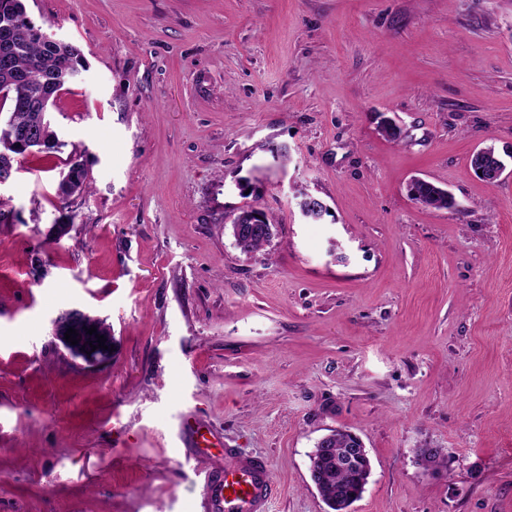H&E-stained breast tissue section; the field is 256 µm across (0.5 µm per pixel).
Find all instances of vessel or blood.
Segmentation results:
<instances>
[{
    "label": "vessel or blood",
    "mask_w": 512,
    "mask_h": 512,
    "mask_svg": "<svg viewBox=\"0 0 512 512\" xmlns=\"http://www.w3.org/2000/svg\"><path fill=\"white\" fill-rule=\"evenodd\" d=\"M182 435L186 447L200 457L209 456L221 442L191 416L182 423ZM206 484L207 512H270L274 483L261 457L225 449L223 467L208 472Z\"/></svg>",
    "instance_id": "obj_1"
}]
</instances>
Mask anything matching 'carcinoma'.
I'll return each mask as SVG.
<instances>
[{"label":"carcinoma","instance_id":"1","mask_svg":"<svg viewBox=\"0 0 512 512\" xmlns=\"http://www.w3.org/2000/svg\"><path fill=\"white\" fill-rule=\"evenodd\" d=\"M36 26L20 24V45L12 57L11 67L5 71L0 68V93L3 98L10 100L17 95L14 78L21 76L28 89L41 91L49 98V103L55 100V80L66 71H80L86 68L81 51L72 43L50 45L42 41L34 33ZM48 106H29L24 102L9 105V118L5 126H0V147L11 142L17 130L25 129L33 132L41 140V148L31 152L27 148H17L12 151L15 156L30 154H50L58 150L57 134L52 129L43 113ZM88 171L78 160H70L68 171L59 183L61 199L66 201L74 196L89 192ZM409 194L421 203L436 209H448L454 206V201L441 187L425 179H414L409 185ZM271 235L266 231L252 233L237 240V247L246 254H254L263 250L270 241ZM355 438L351 432L336 428L329 447L333 448L331 458H321L319 469L322 475L314 483L331 512H340L346 506L359 500L365 490L368 469L371 461L363 459L358 467L349 470L336 468V458L342 456L346 449L354 447Z\"/></svg>","mask_w":512,"mask_h":512}]
</instances>
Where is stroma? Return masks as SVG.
Here are the masks:
<instances>
[{"instance_id":"obj_1","label":"stroma","mask_w":512,"mask_h":512,"mask_svg":"<svg viewBox=\"0 0 512 512\" xmlns=\"http://www.w3.org/2000/svg\"><path fill=\"white\" fill-rule=\"evenodd\" d=\"M25 4L87 69L61 150L0 183V512H205L224 457L184 448L188 413L267 460L270 512H326L308 455L340 427L372 463L352 512H512V0ZM73 156L91 192L65 204ZM246 206L276 224L254 256L224 229ZM72 307L111 363L57 346ZM409 194L412 199H417L422 204L436 209H448L454 206L453 198L448 192H443L441 187L425 179L412 180L409 185ZM100 322L98 318L91 316L87 312L78 308H72L63 312L53 321V335L76 364L84 367H96L111 362L113 353V351H110V348H113L112 331L104 329ZM83 326H86V329H83ZM91 326H95L97 333L89 335L88 329ZM69 328L77 330L78 336H75L76 339H79L77 345H71V342L65 340L64 333ZM96 334L104 335V338H106L105 345L108 346V350L98 348L92 351L89 342L98 346V338H95ZM82 346H85V350H82Z\"/></svg>"}]
</instances>
